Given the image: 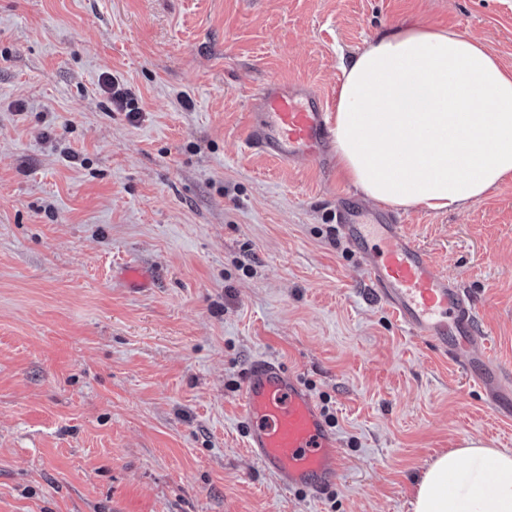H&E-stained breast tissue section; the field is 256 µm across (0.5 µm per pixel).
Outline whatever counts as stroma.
<instances>
[{"instance_id": "stroma-1", "label": "stroma", "mask_w": 512, "mask_h": 512, "mask_svg": "<svg viewBox=\"0 0 512 512\" xmlns=\"http://www.w3.org/2000/svg\"><path fill=\"white\" fill-rule=\"evenodd\" d=\"M413 23L512 70V0H0V512H412L440 453L512 452V416L403 330L337 235L355 186L240 148L269 79L335 106L342 57ZM394 213L512 372V177ZM129 259L153 288L113 280ZM259 355L331 417L345 468L321 499L245 446ZM102 86L104 92L109 94L113 108L124 112H139V108L136 106L129 93L120 88L117 83L107 79L103 81Z\"/></svg>"}]
</instances>
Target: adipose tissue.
<instances>
[{
	"instance_id": "adipose-tissue-1",
	"label": "adipose tissue",
	"mask_w": 512,
	"mask_h": 512,
	"mask_svg": "<svg viewBox=\"0 0 512 512\" xmlns=\"http://www.w3.org/2000/svg\"><path fill=\"white\" fill-rule=\"evenodd\" d=\"M340 171L387 206L461 210L512 177V71L449 29H393L342 67ZM413 512H512V454L478 440L442 453Z\"/></svg>"
}]
</instances>
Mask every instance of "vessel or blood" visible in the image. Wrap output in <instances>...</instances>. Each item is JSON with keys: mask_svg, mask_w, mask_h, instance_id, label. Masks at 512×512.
I'll list each match as a JSON object with an SVG mask.
<instances>
[{"mask_svg": "<svg viewBox=\"0 0 512 512\" xmlns=\"http://www.w3.org/2000/svg\"><path fill=\"white\" fill-rule=\"evenodd\" d=\"M324 100L300 83L268 81L248 114V151L299 167L333 159ZM336 232L360 256L364 274L398 324L448 356L465 355L464 374L477 382L491 405L504 384L476 330L471 298L392 215L339 204ZM126 287L144 290L154 276L129 261L113 270ZM240 416L247 424L246 446L284 490L319 496L344 468L336 435L322 408L297 373L278 359L261 355L248 365L241 387Z\"/></svg>", "mask_w": 512, "mask_h": 512, "instance_id": "b4317fda", "label": "vessel or blood"}]
</instances>
